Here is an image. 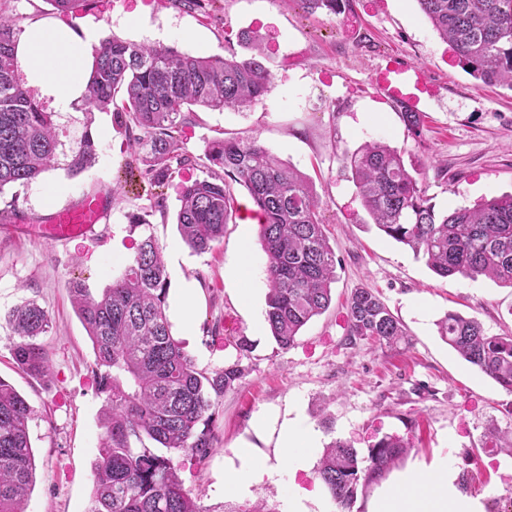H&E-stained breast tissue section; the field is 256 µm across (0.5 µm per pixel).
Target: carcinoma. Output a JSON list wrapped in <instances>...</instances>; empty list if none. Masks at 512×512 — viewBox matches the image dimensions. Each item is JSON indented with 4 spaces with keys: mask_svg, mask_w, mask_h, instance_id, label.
Returning a JSON list of instances; mask_svg holds the SVG:
<instances>
[{
    "mask_svg": "<svg viewBox=\"0 0 512 512\" xmlns=\"http://www.w3.org/2000/svg\"><path fill=\"white\" fill-rule=\"evenodd\" d=\"M0 0V190L29 183L59 157L79 174L91 167L96 144L86 133L65 148L54 114L24 86L15 46L24 32ZM64 17L85 0H48ZM304 12L341 11L347 0H297ZM421 12L453 49L462 68L485 84L512 90V0H417ZM270 69L259 58L195 56L175 48L106 40L95 49L84 105L115 107L127 147L140 157L142 178L164 187L192 164L180 152L183 109L240 110L268 90ZM204 158L224 175L180 182L177 228L196 253L210 251L233 217L224 176L244 186L260 225L269 286L265 320L282 349L325 312L336 282V253L319 220L308 179L255 140L215 139ZM365 211L391 240L425 258L437 276H481L512 288V195L473 207L438 211L406 168L400 152L376 140L346 157ZM170 283L162 248L153 235L135 242L130 260L112 284L93 296L83 284L71 292L92 344L105 394L103 432L93 467L87 512H211L184 488L174 455L203 457L213 447L216 399L243 376L235 362L207 375L171 332ZM348 335L392 346L407 339L404 325L370 288L347 301ZM9 321L15 363L33 375L49 366L40 337L50 329L33 302L14 307ZM439 333L467 363L512 392V336H490L475 318L449 312ZM33 409L0 378V512H24L34 483L29 435ZM149 439L156 447L143 445ZM408 451L400 436H384L359 456L334 441L319 460L318 477L331 499L348 509L358 489L381 477Z\"/></svg>",
    "mask_w": 512,
    "mask_h": 512,
    "instance_id": "carcinoma-1",
    "label": "carcinoma"
}]
</instances>
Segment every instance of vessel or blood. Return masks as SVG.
<instances>
[{
  "mask_svg": "<svg viewBox=\"0 0 512 512\" xmlns=\"http://www.w3.org/2000/svg\"><path fill=\"white\" fill-rule=\"evenodd\" d=\"M373 83L384 100L409 112H424V100L437 93L422 68L398 56L384 59L374 73ZM106 212L104 197L88 198L74 207L53 213L47 223L17 224L13 230L61 245L78 239L90 240L97 236Z\"/></svg>",
  "mask_w": 512,
  "mask_h": 512,
  "instance_id": "b4317fda",
  "label": "vessel or blood"
}]
</instances>
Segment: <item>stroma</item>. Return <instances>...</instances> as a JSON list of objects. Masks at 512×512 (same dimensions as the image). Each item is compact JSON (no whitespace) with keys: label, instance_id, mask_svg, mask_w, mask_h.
Here are the masks:
<instances>
[{"label":"stroma","instance_id":"stroma-1","mask_svg":"<svg viewBox=\"0 0 512 512\" xmlns=\"http://www.w3.org/2000/svg\"><path fill=\"white\" fill-rule=\"evenodd\" d=\"M217 18L173 5L172 0H86L70 22L95 23L94 37L173 47L194 55L251 57L228 30H256L266 39L273 74L267 93L242 110L197 108L184 115L183 142L195 165L184 177L203 179L198 164L206 145L220 137L254 139L310 180L320 218L336 253V282L327 311L314 317L294 346L283 350L265 324V255L259 228L245 218L248 191L234 185L233 218L213 250L197 254L176 226L178 185L163 201L137 170L124 185L116 176L131 155L112 111L82 109L56 115L69 143L91 133L96 160L71 175L60 166L22 185L0 190V208L14 206L23 223L41 224L53 212L89 196L120 197L109 205L98 240L53 245L0 233V378L30 404L29 432L35 478L25 512H85L92 464L102 432L104 394L94 373L95 355L71 303V282L92 294L111 285L133 252L128 216L146 211V233L163 248L171 284L199 288L193 332L180 323L197 367L212 372L237 362L244 375L225 392L211 425L214 446L205 458L179 456L185 489L212 512L224 504V464L243 443L273 454L276 438L256 436L252 424L268 412L297 408L320 434L321 445L351 443L359 455L383 436L404 437L411 449L394 467L426 468L448 456L459 464L458 484L483 512H512V456L499 450L491 429L512 430V393L470 366L438 333L448 312L477 318L488 334L512 336V288L481 278H441L412 251L373 225L345 168L363 144L382 140L401 151L437 210L471 207L512 193V91L469 75L421 12L417 0H348L341 13L308 15L294 0H218ZM400 54L422 67L438 96L411 134L400 107L379 98L371 77L384 55ZM447 166V180L435 169ZM248 279L253 306L244 309L236 288ZM377 291L404 324L409 338L387 347L350 339L345 302L352 290ZM35 301L51 327L41 342L49 371L34 376L15 364L7 314ZM247 348H240V341Z\"/></svg>","mask_w":512,"mask_h":512}]
</instances>
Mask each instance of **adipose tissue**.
I'll use <instances>...</instances> for the list:
<instances>
[{
	"mask_svg": "<svg viewBox=\"0 0 512 512\" xmlns=\"http://www.w3.org/2000/svg\"><path fill=\"white\" fill-rule=\"evenodd\" d=\"M92 44V35H78L65 21H31L16 47L26 87L50 97L55 111H73L86 90L94 61ZM318 443L319 435L306 417L295 414L278 430L275 457L260 455L252 447L238 449L235 462L224 469L225 496L249 492L253 484L267 480L281 488L288 512H311L312 496L294 477L309 469ZM458 472V463L451 458L424 472L406 469L374 493L367 512H483L477 500L459 491Z\"/></svg>",
	"mask_w": 512,
	"mask_h": 512,
	"instance_id": "obj_1",
	"label": "adipose tissue"
}]
</instances>
